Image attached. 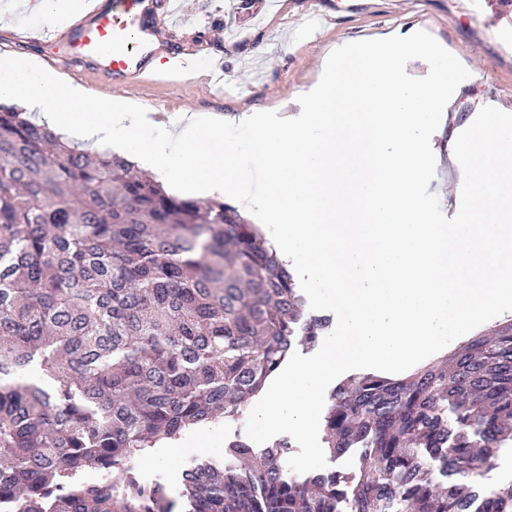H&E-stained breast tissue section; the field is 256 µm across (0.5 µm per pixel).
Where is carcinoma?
I'll list each match as a JSON object with an SVG mask.
<instances>
[{
    "label": "carcinoma",
    "mask_w": 512,
    "mask_h": 512,
    "mask_svg": "<svg viewBox=\"0 0 512 512\" xmlns=\"http://www.w3.org/2000/svg\"><path fill=\"white\" fill-rule=\"evenodd\" d=\"M134 169L0 104V512H512L481 482L512 445V322L333 388L323 441L363 449L358 476L296 477L290 441L239 436L177 500L142 482L159 441L237 420L331 320L235 206Z\"/></svg>",
    "instance_id": "carcinoma-1"
}]
</instances>
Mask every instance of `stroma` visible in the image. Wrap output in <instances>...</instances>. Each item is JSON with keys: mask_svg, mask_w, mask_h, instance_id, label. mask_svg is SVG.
I'll list each match as a JSON object with an SVG mask.
<instances>
[{"mask_svg": "<svg viewBox=\"0 0 512 512\" xmlns=\"http://www.w3.org/2000/svg\"><path fill=\"white\" fill-rule=\"evenodd\" d=\"M241 0H179L181 18L207 41L208 61L221 63L226 84L164 82L136 86L96 83L81 76L73 63L51 59L48 47L27 42L17 25L0 20V56L29 55L44 68L71 78L95 96L115 95L142 103L165 101L169 111L190 109L208 114L234 116L244 112H292V99L314 88L320 80L322 56L330 49L379 33L423 30L455 55L469 70L451 98L453 124H440L430 145L436 158V176L429 184L446 217L456 213L463 174L449 164L445 141L449 132H462L486 105L512 112V46L498 40L493 28L497 15H512V0H491L484 17L469 16L460 0H291L277 14L267 13L265 0H251L241 9ZM487 77H480V70ZM199 430L185 432L186 450L172 451L161 441L152 457L138 471L143 480L163 482L171 496H178L182 470L194 460L189 448Z\"/></svg>", "mask_w": 512, "mask_h": 512, "instance_id": "obj_1", "label": "stroma"}]
</instances>
